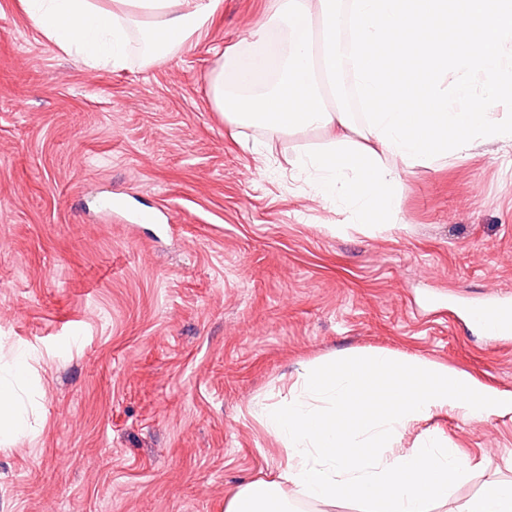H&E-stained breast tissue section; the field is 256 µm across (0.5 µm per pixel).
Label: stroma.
<instances>
[{"label": "stroma", "mask_w": 512, "mask_h": 512, "mask_svg": "<svg viewBox=\"0 0 512 512\" xmlns=\"http://www.w3.org/2000/svg\"><path fill=\"white\" fill-rule=\"evenodd\" d=\"M275 0H219L148 60L91 67L0 0V378L30 358L29 428L0 435V512H224L276 472L258 413L300 364L387 350L512 390V335L468 316L512 304V147L403 173L396 223L352 222L293 169L319 129L262 133L212 105V75L279 56ZM168 216L126 224L106 200ZM477 468L456 498L512 479V419L432 421Z\"/></svg>", "instance_id": "stroma-1"}]
</instances>
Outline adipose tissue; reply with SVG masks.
I'll list each match as a JSON object with an SVG mask.
<instances>
[{"label":"adipose tissue","instance_id":"ef3b65f1","mask_svg":"<svg viewBox=\"0 0 512 512\" xmlns=\"http://www.w3.org/2000/svg\"><path fill=\"white\" fill-rule=\"evenodd\" d=\"M25 0L43 34L86 64H121L129 25L142 18L148 46L167 53L204 26L218 0ZM454 413L462 421L512 419V391L427 359L385 350L356 353L329 368L303 364L287 400L266 408L284 464L270 479L240 484L224 512H292L303 499L335 506L339 496L364 512H432L473 469L465 449L446 436L420 433L414 447L396 441L420 422ZM455 512H512V480L490 482Z\"/></svg>","mask_w":512,"mask_h":512}]
</instances>
